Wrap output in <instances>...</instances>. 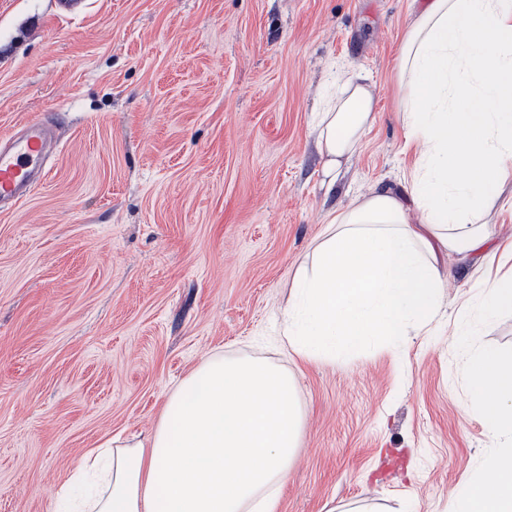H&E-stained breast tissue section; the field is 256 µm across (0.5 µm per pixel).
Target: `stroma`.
<instances>
[{"label":"stroma","instance_id":"1","mask_svg":"<svg viewBox=\"0 0 512 512\" xmlns=\"http://www.w3.org/2000/svg\"><path fill=\"white\" fill-rule=\"evenodd\" d=\"M411 0H0V133L58 118L46 180L0 210V512H55L80 456L145 437L209 354L257 356L306 415L279 512H449L491 449L448 335L484 277L448 255L430 336L305 362L278 319L331 209L397 186ZM376 88L333 190L310 125L335 67Z\"/></svg>","mask_w":512,"mask_h":512}]
</instances>
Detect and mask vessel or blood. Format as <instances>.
<instances>
[{"mask_svg": "<svg viewBox=\"0 0 512 512\" xmlns=\"http://www.w3.org/2000/svg\"><path fill=\"white\" fill-rule=\"evenodd\" d=\"M56 143L45 120L26 119L12 132L0 134V202L16 205L48 174L47 160Z\"/></svg>", "mask_w": 512, "mask_h": 512, "instance_id": "obj_1", "label": "vessel or blood"}]
</instances>
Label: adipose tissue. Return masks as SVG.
<instances>
[{
	"label": "adipose tissue",
	"mask_w": 512,
	"mask_h": 512,
	"mask_svg": "<svg viewBox=\"0 0 512 512\" xmlns=\"http://www.w3.org/2000/svg\"><path fill=\"white\" fill-rule=\"evenodd\" d=\"M397 88L418 159L400 187L329 213L281 322L300 358L333 363L428 329L447 276L441 255L489 265L501 251L489 218L512 204V0H414ZM374 101L373 84L337 68L313 126L329 179L362 145ZM474 310L487 322L512 314V274L486 278L460 315ZM463 376L492 449L453 489L450 512H512V358L469 347ZM303 426L285 369L212 355L146 441L115 435L82 455L59 512H278Z\"/></svg>",
	"instance_id": "1"
}]
</instances>
